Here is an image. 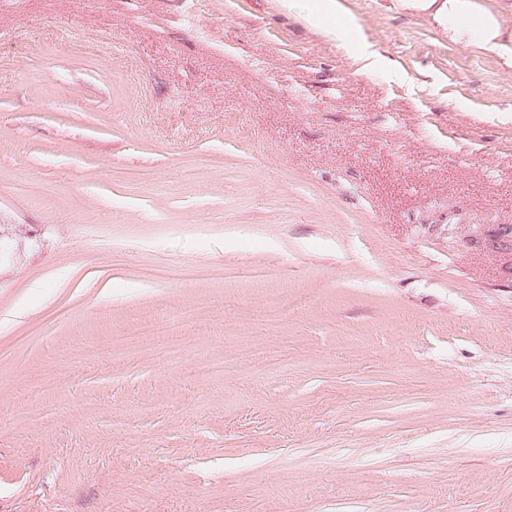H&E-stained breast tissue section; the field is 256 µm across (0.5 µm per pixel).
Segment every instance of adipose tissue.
<instances>
[{"label":"adipose tissue","mask_w":512,"mask_h":512,"mask_svg":"<svg viewBox=\"0 0 512 512\" xmlns=\"http://www.w3.org/2000/svg\"><path fill=\"white\" fill-rule=\"evenodd\" d=\"M398 7L425 16L449 42L512 70V0H399Z\"/></svg>","instance_id":"ef3b65f1"}]
</instances>
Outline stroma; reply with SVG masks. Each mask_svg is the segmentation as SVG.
Listing matches in <instances>:
<instances>
[{
	"mask_svg": "<svg viewBox=\"0 0 512 512\" xmlns=\"http://www.w3.org/2000/svg\"><path fill=\"white\" fill-rule=\"evenodd\" d=\"M339 3L0 0V512H512V71ZM317 5H314L307 14L309 22L316 28L332 31L329 25L332 21L337 27L343 25L344 21L340 20L343 16L339 11L335 0H314Z\"/></svg>",
	"mask_w": 512,
	"mask_h": 512,
	"instance_id": "35a3bbf8",
	"label": "stroma"
}]
</instances>
